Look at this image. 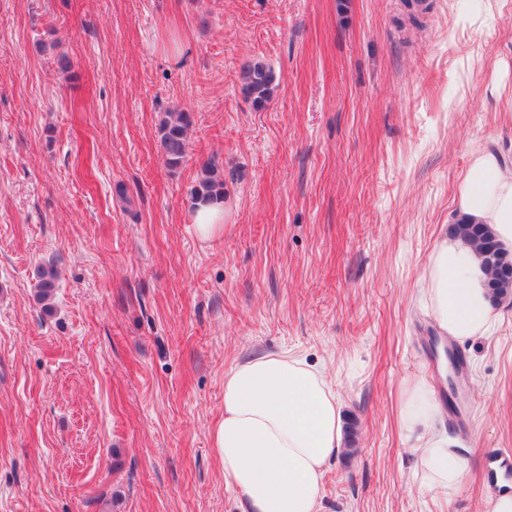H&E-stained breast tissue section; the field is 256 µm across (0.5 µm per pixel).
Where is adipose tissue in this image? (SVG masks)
Masks as SVG:
<instances>
[{"label": "adipose tissue", "mask_w": 512, "mask_h": 512, "mask_svg": "<svg viewBox=\"0 0 512 512\" xmlns=\"http://www.w3.org/2000/svg\"><path fill=\"white\" fill-rule=\"evenodd\" d=\"M457 206L512 249L511 162L491 149L476 156L460 180ZM486 280L468 244L454 239L435 247L425 297L441 332L459 342L484 335L493 318ZM441 414L428 382L405 385L399 417L412 441L418 487L445 498L463 488L472 451L439 428ZM342 445L337 397L301 358L263 353L225 373L224 416L212 429V446L247 512H318L324 468Z\"/></svg>", "instance_id": "adipose-tissue-1"}]
</instances>
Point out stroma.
Returning <instances> with one entry per match:
<instances>
[{"instance_id":"35a3bbf8","label":"stroma","mask_w":512,"mask_h":512,"mask_svg":"<svg viewBox=\"0 0 512 512\" xmlns=\"http://www.w3.org/2000/svg\"><path fill=\"white\" fill-rule=\"evenodd\" d=\"M426 2L414 24L404 0H0V512H246L210 434L225 371L267 352L339 399L319 512H491L512 297L456 346L457 495L419 490L398 402L447 382L421 290L459 182L483 149L512 158V0ZM253 57L279 83L260 111L238 88ZM177 108L194 123L173 170L158 124ZM210 159L224 230L204 239ZM194 204L218 203L224 200V173L213 160L204 162L192 189ZM35 301L43 311L52 308V302L57 288L58 271L54 266H44L38 270Z\"/></svg>"}]
</instances>
